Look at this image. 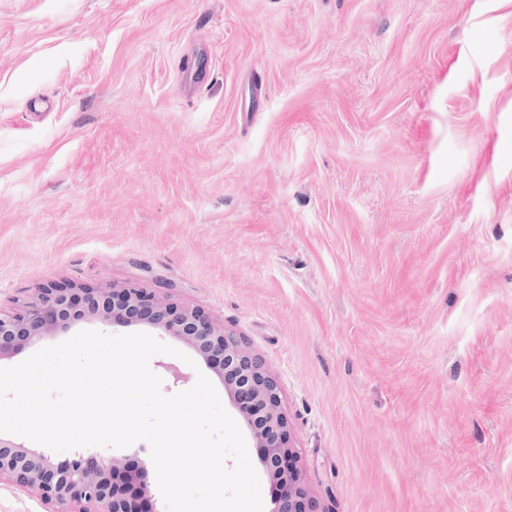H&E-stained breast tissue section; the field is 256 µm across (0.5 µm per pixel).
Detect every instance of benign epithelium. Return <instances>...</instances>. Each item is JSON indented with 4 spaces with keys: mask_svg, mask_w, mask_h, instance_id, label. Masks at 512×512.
Here are the masks:
<instances>
[{
    "mask_svg": "<svg viewBox=\"0 0 512 512\" xmlns=\"http://www.w3.org/2000/svg\"><path fill=\"white\" fill-rule=\"evenodd\" d=\"M83 322L147 327L187 345L224 385L244 424L264 449L262 464L277 494L273 512H320L294 461L281 386L247 340L198 308L139 283L78 288L48 282L15 313L0 311V361ZM39 493L53 512H159L145 467L80 448L58 463L42 449L0 435V482Z\"/></svg>",
    "mask_w": 512,
    "mask_h": 512,
    "instance_id": "7a95c632",
    "label": "benign epithelium"
}]
</instances>
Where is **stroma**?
I'll return each mask as SVG.
<instances>
[{"label":"stroma","instance_id":"1","mask_svg":"<svg viewBox=\"0 0 512 512\" xmlns=\"http://www.w3.org/2000/svg\"><path fill=\"white\" fill-rule=\"evenodd\" d=\"M50 281L243 335L321 512H512V0H0V309Z\"/></svg>","mask_w":512,"mask_h":512}]
</instances>
